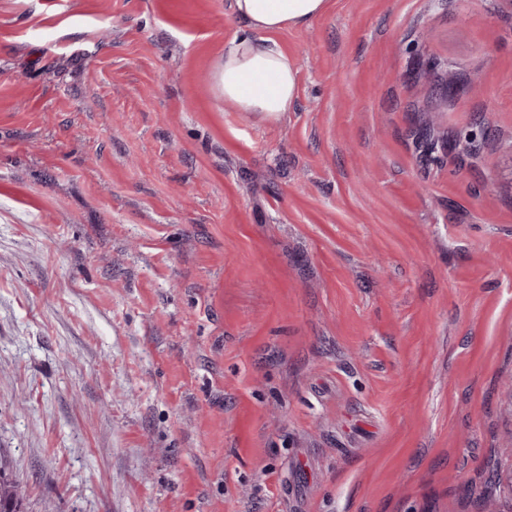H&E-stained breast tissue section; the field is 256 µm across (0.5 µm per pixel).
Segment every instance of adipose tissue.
<instances>
[{
  "label": "adipose tissue",
  "mask_w": 512,
  "mask_h": 512,
  "mask_svg": "<svg viewBox=\"0 0 512 512\" xmlns=\"http://www.w3.org/2000/svg\"><path fill=\"white\" fill-rule=\"evenodd\" d=\"M327 0H232L242 30L225 46L221 67L224 101L241 112L276 119L297 98V69L274 32L312 22Z\"/></svg>",
  "instance_id": "ef3b65f1"
}]
</instances>
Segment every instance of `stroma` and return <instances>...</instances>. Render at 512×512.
<instances>
[{"instance_id": "1", "label": "stroma", "mask_w": 512, "mask_h": 512, "mask_svg": "<svg viewBox=\"0 0 512 512\" xmlns=\"http://www.w3.org/2000/svg\"><path fill=\"white\" fill-rule=\"evenodd\" d=\"M230 4L0 0L26 512H481L512 464V0H328L273 35L276 120L224 103Z\"/></svg>"}]
</instances>
